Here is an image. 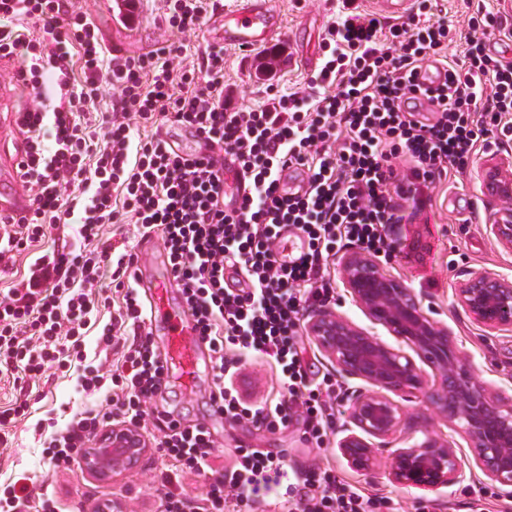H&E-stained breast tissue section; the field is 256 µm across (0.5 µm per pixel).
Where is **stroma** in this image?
Wrapping results in <instances>:
<instances>
[{"mask_svg":"<svg viewBox=\"0 0 512 512\" xmlns=\"http://www.w3.org/2000/svg\"><path fill=\"white\" fill-rule=\"evenodd\" d=\"M283 17L278 51L264 48L224 50V98L233 106L254 108L266 101L271 90L305 87L310 73L291 67L293 54L320 56L325 28L340 15L342 0H272ZM131 19H123L116 0H67L69 10L86 16L96 27L99 41L111 47L114 39L126 38L129 55L151 51L157 42L172 39L183 43L188 53L202 52L208 32L170 33L165 23L166 0H133ZM496 146L479 153L475 164L456 177L434 182L428 189L431 204L418 209L405 202L406 223L396 225L400 251L384 260L386 271L402 280L422 297V306L435 319L447 324L458 349L470 361L479 380L505 394H512V333L489 332L475 324L457 304L455 288L466 270L487 267L512 275V252L504 250L489 234L493 210L481 191V165L495 154ZM106 243L136 253L144 275H152L165 261L160 237L142 238L138 225L109 224ZM79 369L62 372L49 369L42 381L27 388L29 418L17 423L11 447H0V485L24 479L32 496L53 495L58 512H93L108 499L125 503L127 512H157L163 488L157 474L163 463L157 453L147 452L134 469L108 481L93 479L82 463L56 471L42 456L45 440L63 428L74 413L103 403V395H87L77 385ZM245 401L265 399L277 390L274 371L263 362L246 365L234 381ZM211 379L200 375L192 388H171L148 406L149 415L170 411L187 425H205L215 442L216 464L232 461L230 448L246 442L255 448H284L297 466L331 467L344 479L398 498L403 512L436 503L440 512H470L472 490H484L490 502H512V488L491 481L475 464L461 429L449 427L432 408L427 393L400 397L404 409L401 435L391 448H401L414 430L425 427L451 440L465 466L467 477L449 488L421 492L395 483L389 476L391 448L378 451L377 466L369 473L350 468L336 446L318 450L302 438L301 423L271 434L249 424L229 427L212 417L207 406Z\"/></svg>","mask_w":512,"mask_h":512,"instance_id":"stroma-1","label":"stroma"}]
</instances>
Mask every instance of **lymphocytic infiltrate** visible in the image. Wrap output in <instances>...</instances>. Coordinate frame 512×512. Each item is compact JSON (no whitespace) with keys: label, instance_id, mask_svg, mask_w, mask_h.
Listing matches in <instances>:
<instances>
[{"label":"lymphocytic infiltrate","instance_id":"f902f5d3","mask_svg":"<svg viewBox=\"0 0 512 512\" xmlns=\"http://www.w3.org/2000/svg\"><path fill=\"white\" fill-rule=\"evenodd\" d=\"M218 0H169L165 22L197 31ZM414 26L355 10L328 25L323 63L307 88L270 94L253 109L224 101V49L208 46L198 67L176 66L182 45L162 41L138 56H106L95 26L64 0H0V58L18 59L34 104L18 114L29 162L22 179L34 214L25 224L0 225V264L32 249L27 273L0 296V374L26 387L51 367L82 359V344L109 299L103 277L123 292L114 317L99 331L103 350L123 348L116 368L87 365L84 393H103L106 407L76 413L44 450L54 469H69L87 443L115 424L141 428L145 407L163 392L165 369L149 333L146 309L128 285L129 250L103 245L104 228L134 220L143 236H160L183 303L212 353L209 401L225 422L269 433L301 416L312 447H327L335 427L336 383L312 371L299 337L310 307L334 298L331 257L345 248L391 256L403 223L402 202H419L422 187L460 173L490 143L512 142V62L492 54L488 34L512 39L505 5L474 10L462 61L434 88L418 76L441 55L445 21L420 0ZM39 24L33 39L23 24ZM54 71L60 104L46 110L43 75ZM113 90L109 108L90 126L85 114ZM432 112L422 122L405 105ZM148 129L134 140L129 125ZM202 131L211 148L181 158L157 127ZM232 154L247 184L237 209L224 207L222 154ZM406 157L408 173L395 159ZM303 172L307 186L278 193L284 172ZM76 226V243L39 250L53 233ZM307 243L296 261L280 263L281 232ZM275 368L280 392L251 405L229 380L249 358ZM156 453L167 463L159 512H399L389 496L371 495L328 467L289 464L276 453L236 445L229 468L216 466L214 441L201 424L184 426L165 413ZM188 475L204 479L202 497L169 490ZM287 484L281 499L271 489Z\"/></svg>","mask_w":512,"mask_h":512}]
</instances>
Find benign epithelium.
<instances>
[{"label": "benign epithelium", "instance_id": "7a95c632", "mask_svg": "<svg viewBox=\"0 0 512 512\" xmlns=\"http://www.w3.org/2000/svg\"><path fill=\"white\" fill-rule=\"evenodd\" d=\"M486 195L508 203L489 225L497 243L512 251V154L497 153L482 169ZM339 278L371 324L395 338L388 343L332 308L319 311L306 325V335L347 378L364 381L368 390L351 392L348 424L337 449L352 468L369 472L377 449L391 444L402 413L392 395L425 389V362L437 378L432 397L437 413L464 433L476 464L486 476L512 487V396L479 381L461 356L448 327L426 313L413 289L387 273L377 258L353 250L338 264ZM456 300L477 325L491 331H512V277L488 268H473L456 289ZM148 449L133 427L114 425L86 449V471L101 480L134 463ZM390 477L410 488L438 491L465 477L450 441L423 428L405 448L392 453Z\"/></svg>", "mask_w": 512, "mask_h": 512}]
</instances>
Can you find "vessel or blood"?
Segmentation results:
<instances>
[{
    "label": "vessel or blood",
    "mask_w": 512,
    "mask_h": 512,
    "mask_svg": "<svg viewBox=\"0 0 512 512\" xmlns=\"http://www.w3.org/2000/svg\"><path fill=\"white\" fill-rule=\"evenodd\" d=\"M283 20L271 0H238L235 10L219 15L212 30L218 42L240 48L273 44L280 35ZM170 144L184 158L206 154L205 141L196 133L184 130L170 136ZM25 161L15 152L8 165L0 167V221L14 222L31 211L29 199L20 193L19 171ZM170 270L160 269L153 275L150 288V313L154 323L162 324L166 337L165 370L180 376L210 373L212 363L204 358L193 343L197 335L195 323L187 311L174 307L170 296Z\"/></svg>",
    "instance_id": "1"
}]
</instances>
